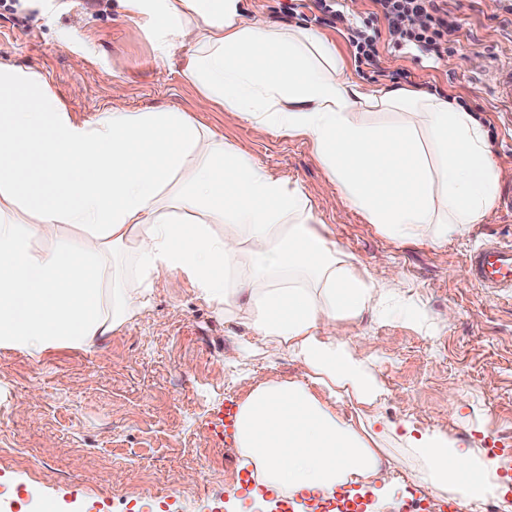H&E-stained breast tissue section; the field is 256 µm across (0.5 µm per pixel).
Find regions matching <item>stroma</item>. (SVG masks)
I'll use <instances>...</instances> for the list:
<instances>
[{
    "mask_svg": "<svg viewBox=\"0 0 512 512\" xmlns=\"http://www.w3.org/2000/svg\"><path fill=\"white\" fill-rule=\"evenodd\" d=\"M462 3L450 57L382 53L383 68L408 70L418 90L462 98L506 174L490 220L444 245L392 239L369 224L337 194L305 140L218 107L199 111L179 64L159 59L116 0H0V58L38 71L77 120L94 121L118 85L126 108L188 113L299 182L339 251L375 278L394 269L408 293L423 298L429 320L455 314L439 333L396 315H366L354 325L378 354V413L445 433L461 448L502 449L512 477V292L492 294L466 274L481 240L512 242V111L495 93L498 63L512 60V23L500 19L499 0ZM318 32L341 58L345 79L393 89L389 79L357 73L336 29ZM62 42L68 53L57 52ZM248 333L175 273L156 286L150 309L96 350L61 348L36 360L0 350V512H41L47 501L56 512H282L284 497L254 496L235 432L224 427L227 400H240L247 383L295 374L287 354L266 349L226 367L225 350ZM151 486L167 499L150 497Z\"/></svg>",
    "mask_w": 512,
    "mask_h": 512,
    "instance_id": "1",
    "label": "stroma"
}]
</instances>
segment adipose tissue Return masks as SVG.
<instances>
[{"instance_id":"obj_1","label":"adipose tissue","mask_w":512,"mask_h":512,"mask_svg":"<svg viewBox=\"0 0 512 512\" xmlns=\"http://www.w3.org/2000/svg\"><path fill=\"white\" fill-rule=\"evenodd\" d=\"M199 92L274 132L307 138L339 194L393 239L433 243L489 220L502 173L483 125L427 92L365 91L327 40L248 18L243 0H117ZM43 177L20 174L30 159ZM299 183L272 174L183 112L113 104L72 118L42 75L0 62V349L89 351L185 276L200 298L287 352L297 375L248 387L235 437L269 492L327 494L391 480L387 441L411 477L470 512L502 494L498 457L374 415L383 395L352 324L412 317L392 269L361 271L315 226ZM359 408L358 422L340 405Z\"/></svg>"}]
</instances>
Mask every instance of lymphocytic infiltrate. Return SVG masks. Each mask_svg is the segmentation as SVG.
Masks as SVG:
<instances>
[{"label": "lymphocytic infiltrate", "instance_id": "f902f5d3", "mask_svg": "<svg viewBox=\"0 0 512 512\" xmlns=\"http://www.w3.org/2000/svg\"><path fill=\"white\" fill-rule=\"evenodd\" d=\"M362 21H352L341 0H311L310 23L335 28L346 39L356 66L377 67L382 37L395 45H409L419 52L437 54L449 49L457 24L448 0H371Z\"/></svg>", "mask_w": 512, "mask_h": 512}]
</instances>
